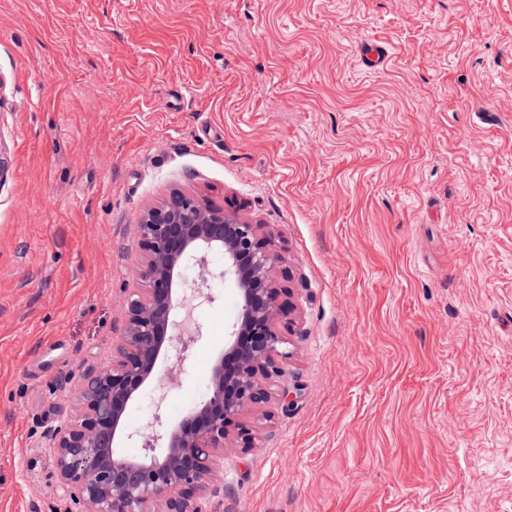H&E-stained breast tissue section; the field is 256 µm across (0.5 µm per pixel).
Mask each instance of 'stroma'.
<instances>
[{
	"label": "stroma",
	"instance_id": "stroma-1",
	"mask_svg": "<svg viewBox=\"0 0 512 512\" xmlns=\"http://www.w3.org/2000/svg\"><path fill=\"white\" fill-rule=\"evenodd\" d=\"M0 151V512L58 502L46 432L175 189L266 225L295 307L292 400L206 512H512V0H0ZM209 262L130 429L211 392L241 296Z\"/></svg>",
	"mask_w": 512,
	"mask_h": 512
}]
</instances>
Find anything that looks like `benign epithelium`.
Segmentation results:
<instances>
[{
    "instance_id": "1",
    "label": "benign epithelium",
    "mask_w": 512,
    "mask_h": 512,
    "mask_svg": "<svg viewBox=\"0 0 512 512\" xmlns=\"http://www.w3.org/2000/svg\"><path fill=\"white\" fill-rule=\"evenodd\" d=\"M139 229L140 288L126 300L112 363L80 376L72 413L46 434L65 504L54 512H203L224 478V448L232 440L243 450L255 447L261 421L271 419L268 412L252 423L241 416L272 401V380L289 356V274L276 271L283 256L272 234L179 190L145 209ZM214 251L224 253L218 274L208 261ZM187 265L196 270L191 279L183 273ZM227 274L240 288L241 314L212 366L211 395L170 429H162L157 414L128 430L125 415L140 389L154 379L172 384L183 369L186 348L173 342L199 335L177 328L178 312L213 300L209 280ZM136 436L163 441L165 452L116 455L123 439Z\"/></svg>"
}]
</instances>
